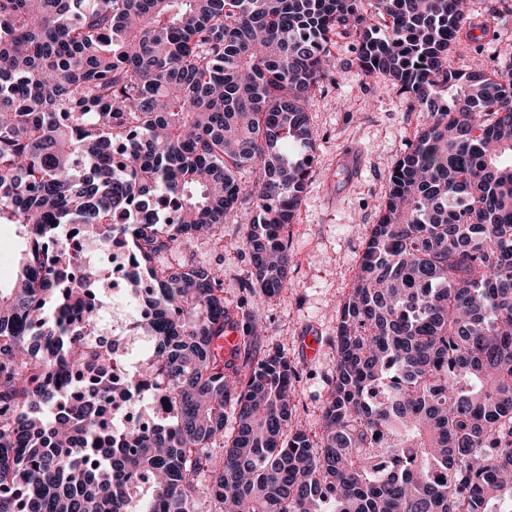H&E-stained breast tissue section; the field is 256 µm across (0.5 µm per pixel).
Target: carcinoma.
Instances as JSON below:
<instances>
[{
    "label": "carcinoma",
    "instance_id": "1",
    "mask_svg": "<svg viewBox=\"0 0 512 512\" xmlns=\"http://www.w3.org/2000/svg\"><path fill=\"white\" fill-rule=\"evenodd\" d=\"M466 18L467 0H0V224L25 240L0 287V512H129L142 481L138 512H191L206 476L213 512H512V76L450 66L459 34L496 37ZM334 35L428 117L340 304L310 436L288 355L253 360L261 328L181 246L238 220L247 287L288 288ZM65 224L128 241L152 354L126 393L171 414L117 427L112 381L83 380L117 350L85 339L94 270Z\"/></svg>",
    "mask_w": 512,
    "mask_h": 512
}]
</instances>
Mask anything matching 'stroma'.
Segmentation results:
<instances>
[{
	"mask_svg": "<svg viewBox=\"0 0 512 512\" xmlns=\"http://www.w3.org/2000/svg\"><path fill=\"white\" fill-rule=\"evenodd\" d=\"M467 22L498 28L503 36L479 52L470 40L456 44L453 68L468 70L478 59L491 71L512 62V0H468ZM331 55V74L307 103L316 142L310 180L287 229L291 288L268 298L249 294L251 260L239 224H225L223 244L189 238L183 246L197 263L222 264L226 305L249 300L265 328L254 339V357L272 347L288 354L299 374L292 425L310 434L320 427L336 370L339 304L359 271L388 175L425 118L410 96L364 75L354 38L337 39Z\"/></svg>",
	"mask_w": 512,
	"mask_h": 512,
	"instance_id": "stroma-1",
	"label": "stroma"
}]
</instances>
